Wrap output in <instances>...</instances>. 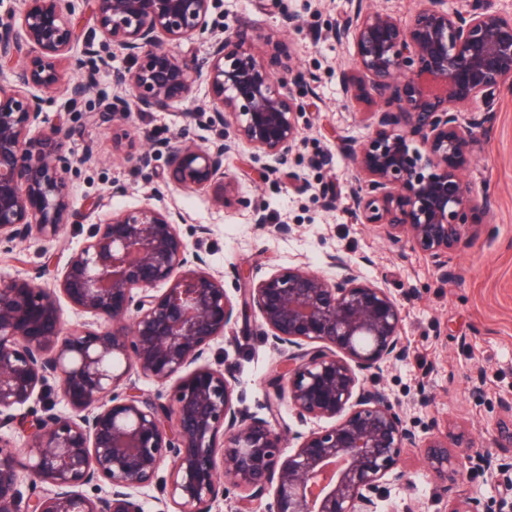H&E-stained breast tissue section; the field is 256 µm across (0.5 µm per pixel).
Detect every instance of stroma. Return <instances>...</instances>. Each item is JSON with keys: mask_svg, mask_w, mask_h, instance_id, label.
<instances>
[{"mask_svg": "<svg viewBox=\"0 0 512 512\" xmlns=\"http://www.w3.org/2000/svg\"><path fill=\"white\" fill-rule=\"evenodd\" d=\"M353 7V0H217L212 11L218 28L245 27L269 68L278 66L273 46L281 43L311 79L285 177L262 182L243 174L237 153L224 159V175L237 195L263 199L261 225L250 210L217 207L204 189L154 196L153 184L124 162L125 154L156 143L152 174L158 177L167 171L166 149L178 142L183 125H190L202 145L217 141L221 131L211 120L203 81L170 111L131 113L115 130L94 124L92 112L113 92V72L130 64L123 52L96 36L95 46L108 65L97 72L96 90L83 110L67 111V94L60 88L50 93L45 112L48 125L68 132L64 150L75 161L68 182L75 220L58 240L33 235L1 250L0 276L63 269L85 241L89 225L146 202L182 213V237L200 242L210 269L223 273L229 289L236 270L260 277L276 265L304 264L323 272L327 255L340 253L403 308L406 356L385 367L372 386L401 401L416 430L462 432L496 456L511 457L512 440L501 430L512 425V90L497 96L463 173L465 185L488 206L475 210L447 266H436L409 246H393L368 225L356 223L348 197L355 170L343 145L365 135L376 109L372 103L345 101L340 92L339 79L352 70L354 49L351 41L336 40L333 28ZM116 185L123 186V194H113ZM279 224L290 225V233H276ZM201 225L208 226V235H197ZM209 358L236 375L243 407L260 412L279 361L260 329L226 334L212 343ZM477 374L483 382L476 392L472 380ZM401 466L411 482L388 485L383 512H448L459 494L472 492L489 501L498 495L480 476L463 485L449 483L447 494H440L417 448L403 452Z\"/></svg>", "mask_w": 512, "mask_h": 512, "instance_id": "obj_1", "label": "stroma"}]
</instances>
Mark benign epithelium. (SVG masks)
Listing matches in <instances>:
<instances>
[{"instance_id":"1","label":"benign epithelium","mask_w":512,"mask_h":512,"mask_svg":"<svg viewBox=\"0 0 512 512\" xmlns=\"http://www.w3.org/2000/svg\"><path fill=\"white\" fill-rule=\"evenodd\" d=\"M443 2L422 0L403 23L356 0L335 25L336 39L354 47L356 74H341L343 97L397 107L372 113V132L351 149L355 219L440 265L478 206L461 172L484 121L462 111L480 103L489 113L512 88V14L448 11ZM24 3L20 15L0 19V61L25 56L13 84H0V244L34 233L54 241L69 223L67 132L32 133L48 103L33 90L56 89L64 63L83 74L66 83L76 110L95 86V67L107 64L71 24L75 0ZM214 3L91 0L101 35L133 60L113 76L122 93L94 120L111 126L133 110L166 111L205 78L224 137L201 146L184 127L168 149L163 186L207 188L222 207L234 197L224 156L244 145L247 167L260 162V179L277 176L296 146L309 88L289 62L270 70L241 30L217 34ZM188 40L207 45L206 55L176 54ZM181 220L178 210L149 203L114 212L89 225L53 286L38 283L43 271L0 277V426L34 393L45 400L26 425L24 449L0 434V512H145L135 489L154 484V512H210L233 491L240 504L269 499L267 512H382L386 485L408 481L405 448L423 449L440 492L479 472L503 489L499 512H512V458L463 448L460 436H420L401 403L365 386L406 354L402 308L387 289L336 253L327 261L334 277L302 265L258 279L237 272L231 295L181 236ZM62 297L94 321L64 331ZM256 312L279 355L262 416L240 406L235 375L208 361L211 344ZM133 373L170 387L171 399L141 392ZM59 401L70 413L54 411ZM284 406L333 424L288 438L277 427ZM87 485L95 496L79 491ZM482 508L466 494L448 512Z\"/></svg>"}]
</instances>
